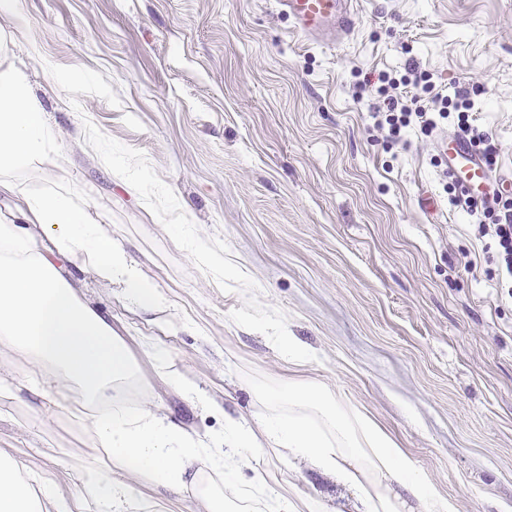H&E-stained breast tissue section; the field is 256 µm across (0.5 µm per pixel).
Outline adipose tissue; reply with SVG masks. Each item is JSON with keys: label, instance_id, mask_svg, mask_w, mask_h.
Segmentation results:
<instances>
[{"label": "adipose tissue", "instance_id": "adipose-tissue-1", "mask_svg": "<svg viewBox=\"0 0 512 512\" xmlns=\"http://www.w3.org/2000/svg\"><path fill=\"white\" fill-rule=\"evenodd\" d=\"M60 136L30 95L19 68L0 67V172L43 161ZM91 271L103 285L123 288L136 303L164 310L166 300L105 233L79 197L62 187L25 195L17 214H0V347L25 356L24 377L0 387L37 399L47 421L56 398L81 386L90 408L83 416L95 447L112 464L79 475L65 494L36 470L0 455V512H132L134 485L147 482L179 494L194 486L193 468L208 462L224 472V499L241 491L230 455L266 449L282 460H305L356 489L362 512H458L418 473L397 441L343 396L304 382H289L291 414L272 412L248 424L224 421L223 434L203 441L143 407L137 414L111 406L110 393L135 373V362L112 319L93 308L70 279Z\"/></svg>", "mask_w": 512, "mask_h": 512}]
</instances>
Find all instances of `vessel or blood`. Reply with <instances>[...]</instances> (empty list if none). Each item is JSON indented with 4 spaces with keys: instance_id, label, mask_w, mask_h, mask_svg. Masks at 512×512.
I'll return each instance as SVG.
<instances>
[{
    "instance_id": "obj_1",
    "label": "vessel or blood",
    "mask_w": 512,
    "mask_h": 512,
    "mask_svg": "<svg viewBox=\"0 0 512 512\" xmlns=\"http://www.w3.org/2000/svg\"><path fill=\"white\" fill-rule=\"evenodd\" d=\"M288 13L298 34L310 41L324 37L350 38L356 26L354 0H278ZM442 153L448 159V178L458 190L474 198L482 197L490 169L482 152L467 136L457 135L441 142Z\"/></svg>"
}]
</instances>
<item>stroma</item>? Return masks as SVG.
<instances>
[{"mask_svg":"<svg viewBox=\"0 0 512 512\" xmlns=\"http://www.w3.org/2000/svg\"><path fill=\"white\" fill-rule=\"evenodd\" d=\"M21 3L24 21L0 16V29L60 150L12 172L0 210L52 183L75 189L165 296L154 320L81 275L136 361L122 405L150 401L207 439L225 416L270 412L289 380L314 382L373 417L459 512L512 504V281L450 203L436 140L457 117L391 147L370 117L375 88L356 91L361 76L411 67L445 94L474 88L472 123L501 147L492 178L512 184V0H358L353 37L329 46L300 38L275 0ZM33 43L53 73L29 56ZM191 235L234 276L194 261ZM262 314L310 361L287 365L250 325ZM81 402L68 393L43 424L27 400L0 396V452L73 492L76 471L108 461ZM237 479L232 512H276L282 496L357 512L353 490L302 461L260 451ZM197 483L194 495L146 483L134 494L145 512L222 500L220 471L201 466Z\"/></svg>","mask_w":512,"mask_h":512,"instance_id":"obj_1","label":"stroma"}]
</instances>
